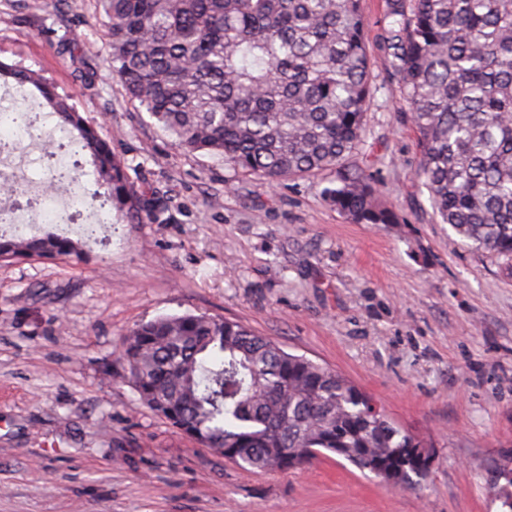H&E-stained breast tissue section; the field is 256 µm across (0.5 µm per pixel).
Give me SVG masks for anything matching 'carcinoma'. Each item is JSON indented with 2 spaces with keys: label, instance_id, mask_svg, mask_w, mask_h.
Returning a JSON list of instances; mask_svg holds the SVG:
<instances>
[{
  "label": "carcinoma",
  "instance_id": "carcinoma-1",
  "mask_svg": "<svg viewBox=\"0 0 512 512\" xmlns=\"http://www.w3.org/2000/svg\"><path fill=\"white\" fill-rule=\"evenodd\" d=\"M389 59L416 134L432 208L472 251L512 270V0H385ZM113 75L175 143L273 182L330 170L326 199L358 224H394L365 172L375 88L361 0H94ZM33 86L91 158L106 203L135 213L121 162L43 75L0 61ZM11 258H82L67 237H0ZM140 401L199 446L251 471H291L332 453L385 482L418 488L421 442L334 370L246 325L163 315L122 343Z\"/></svg>",
  "mask_w": 512,
  "mask_h": 512
}]
</instances>
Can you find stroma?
Wrapping results in <instances>:
<instances>
[{"label":"stroma","instance_id":"obj_1","mask_svg":"<svg viewBox=\"0 0 512 512\" xmlns=\"http://www.w3.org/2000/svg\"><path fill=\"white\" fill-rule=\"evenodd\" d=\"M354 163L394 224L329 205L325 171L268 183L189 153L126 94L92 0H0V60L42 71L100 126L146 199L112 241L0 261V512H502L512 452V274L435 215L383 52ZM241 322L342 373L434 452L416 490L337 456L241 469L139 400L122 342L162 315Z\"/></svg>","mask_w":512,"mask_h":512}]
</instances>
